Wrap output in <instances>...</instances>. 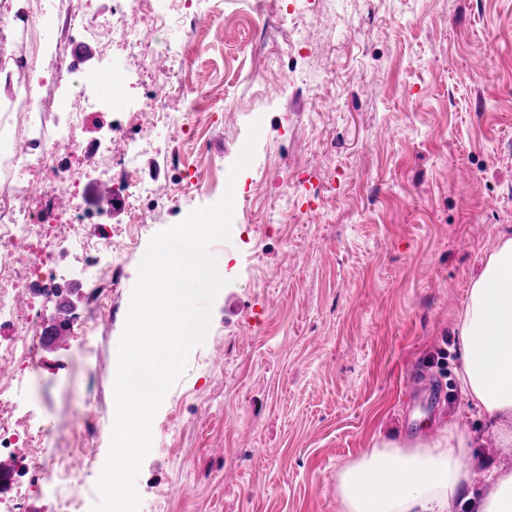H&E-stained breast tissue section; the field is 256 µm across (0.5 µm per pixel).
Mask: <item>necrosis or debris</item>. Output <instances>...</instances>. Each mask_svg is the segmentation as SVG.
<instances>
[{
	"label": "necrosis or debris",
	"instance_id": "4bbe7bcc",
	"mask_svg": "<svg viewBox=\"0 0 512 512\" xmlns=\"http://www.w3.org/2000/svg\"><path fill=\"white\" fill-rule=\"evenodd\" d=\"M146 2L118 0L111 18L103 24H81L67 28L66 34L73 41L107 40V49L113 55L144 35L159 45L161 53H169L172 46L166 39L165 21L148 16ZM69 11L66 0H48L35 10L12 0L7 16L0 17V32L14 27L35 46L29 53L19 49L16 42L0 40V59L8 58L15 77L13 92L8 100L0 102V112L42 113L51 97L70 103L69 108L55 115L49 131L29 138L23 150L17 148L15 135L0 126V173L6 177L0 187V325L15 326L17 336L16 342L0 344V362L15 366L21 373L37 363L40 336L49 319L47 299L59 286L54 263L60 247L81 250L92 262L111 246L110 239L91 241L78 229L65 239L55 234L57 225L71 221L58 203L60 196L75 195L82 189L76 159L103 154L100 141L78 135L87 108L98 105L91 93L96 76L54 39L53 22ZM97 175L122 180L133 223H145L154 189L137 177L133 160H124L116 169L102 165ZM20 242L28 246L21 256L15 251ZM21 288L41 291L44 303L19 311L14 297ZM83 480L82 474L61 472L53 457L33 458L26 472L13 483L15 493L7 512H25L29 493L48 481L57 487L59 512H71Z\"/></svg>",
	"mask_w": 512,
	"mask_h": 512
}]
</instances>
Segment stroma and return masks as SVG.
Listing matches in <instances>:
<instances>
[{
    "label": "stroma",
    "instance_id": "35a3bbf8",
    "mask_svg": "<svg viewBox=\"0 0 512 512\" xmlns=\"http://www.w3.org/2000/svg\"><path fill=\"white\" fill-rule=\"evenodd\" d=\"M177 53L135 44L125 87L90 113L85 137L122 129L121 155L146 118L194 112L182 131L158 127L137 159L140 177L176 204L126 225L124 276L97 320L94 352L67 330L39 352L7 414H35L59 459L79 467L86 411L106 460L113 370L154 234L217 203L259 123L255 156L238 177L251 203L210 247L231 282L210 329L169 390L137 479L141 512H345L337 474L379 439L424 440L456 421L484 431L458 378L456 324L471 279L500 233L512 235V0H151ZM287 24L260 29L279 9ZM174 78L161 98L154 72ZM209 173L205 189L193 172ZM288 195H271L287 176ZM112 224H91V238ZM86 258L62 262L77 316L92 304ZM424 365L444 386L423 411L406 377ZM86 478L77 512L95 501Z\"/></svg>",
    "mask_w": 512,
    "mask_h": 512
}]
</instances>
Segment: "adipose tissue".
I'll return each instance as SVG.
<instances>
[{
	"label": "adipose tissue",
	"instance_id": "obj_1",
	"mask_svg": "<svg viewBox=\"0 0 512 512\" xmlns=\"http://www.w3.org/2000/svg\"><path fill=\"white\" fill-rule=\"evenodd\" d=\"M462 388L491 430L512 422V236L500 235L473 277L457 323ZM475 433L451 423L407 446L383 439L338 474L346 512H512V463L491 466L476 490L467 459Z\"/></svg>",
	"mask_w": 512,
	"mask_h": 512
}]
</instances>
